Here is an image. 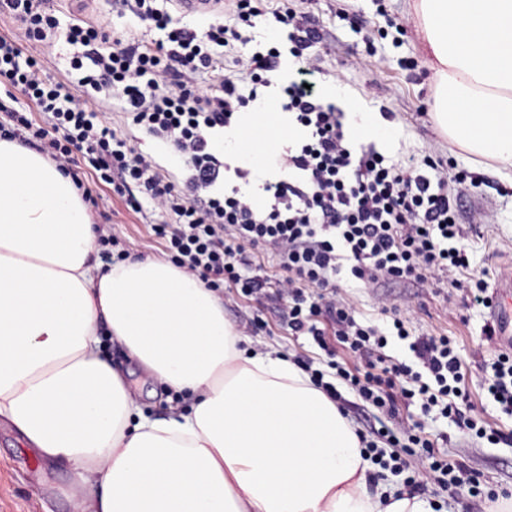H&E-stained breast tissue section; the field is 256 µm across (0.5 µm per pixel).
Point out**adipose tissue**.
I'll list each match as a JSON object with an SVG mask.
<instances>
[{
    "label": "adipose tissue",
    "instance_id": "adipose-tissue-1",
    "mask_svg": "<svg viewBox=\"0 0 512 512\" xmlns=\"http://www.w3.org/2000/svg\"><path fill=\"white\" fill-rule=\"evenodd\" d=\"M451 144L512 167V0H414ZM287 133L248 112L224 133ZM81 190L43 153L0 137V421L72 474L74 512H433L370 492V459L348 417L277 349L243 348L217 293L169 261L101 268ZM161 389L144 412L104 355L100 328Z\"/></svg>",
    "mask_w": 512,
    "mask_h": 512
}]
</instances>
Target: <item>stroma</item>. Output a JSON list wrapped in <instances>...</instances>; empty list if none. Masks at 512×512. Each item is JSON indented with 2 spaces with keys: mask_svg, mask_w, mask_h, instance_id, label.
Masks as SVG:
<instances>
[{
  "mask_svg": "<svg viewBox=\"0 0 512 512\" xmlns=\"http://www.w3.org/2000/svg\"><path fill=\"white\" fill-rule=\"evenodd\" d=\"M287 3L312 17L322 38V66L336 77V104L344 108L353 102L360 112L379 116V132L373 139L377 149L394 161L409 154L418 158L432 155L441 163L440 174L450 178L449 195H460L463 185H470L495 212V223L477 228L465 242L471 267L464 271V278H475L484 270L494 277L512 265V183L494 163L474 164L468 154L449 146L438 134L431 117L434 74L414 32L410 0ZM53 6L65 24L96 22L113 29L115 36L147 43L160 36L159 31L147 28L133 10L116 16L112 0H53ZM1 34L16 38L27 54L40 60L47 76L66 79L73 49L64 38L51 44L27 38L6 15L0 17ZM102 119L128 147L154 159L164 182H182L185 163L174 148L130 125L119 110L103 113ZM82 179L94 199L89 206L94 223L111 227L120 249L131 257L167 258L165 243L155 235L153 227L169 223V216L147 202L141 210L132 209L126 196L96 183L92 171H85ZM391 294L413 333L455 339L467 393L473 403H484V378L498 354L486 334L487 309L471 306L464 292L452 288L405 287L392 289ZM220 300L224 317L231 324L258 321V328L248 337V348L273 347L289 357L310 358L325 365L327 357L311 337L288 331L277 301L263 296L247 298L232 288L225 289ZM103 344L114 367L131 371L133 388L143 392L140 402L144 411L155 417L167 415V402L146 397L151 384L133 373L134 363L126 350L108 337ZM408 415L430 435L435 455L460 463L464 473L478 475L485 494L512 496V446L463 436L445 418L422 415L414 407ZM70 481L71 474L65 467H45L37 453L20 442L14 429L0 423V512H73L57 492L58 487Z\"/></svg>",
  "mask_w": 512,
  "mask_h": 512,
  "instance_id": "stroma-1",
  "label": "stroma"
}]
</instances>
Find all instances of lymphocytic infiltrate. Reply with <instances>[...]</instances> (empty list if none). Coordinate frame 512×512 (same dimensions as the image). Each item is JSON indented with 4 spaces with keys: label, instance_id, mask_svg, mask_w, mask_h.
<instances>
[{
    "label": "lymphocytic infiltrate",
    "instance_id": "1",
    "mask_svg": "<svg viewBox=\"0 0 512 512\" xmlns=\"http://www.w3.org/2000/svg\"><path fill=\"white\" fill-rule=\"evenodd\" d=\"M135 3L139 18L163 31L164 39L150 44L112 39L93 22L61 26L50 0H0V15L19 23L30 38L48 41L65 29L68 43L78 49L70 68L79 75L72 90L50 81L36 58L1 35L0 77L20 88L48 122L33 126L24 113L2 103L0 116L24 129L28 144L73 180H80L81 165H88L98 183L135 188L156 209L173 215L174 223L156 225L155 232L174 262L208 288H233L246 297L265 294L271 284L250 268L255 253L272 256L281 272L272 286L284 303L285 324L292 333L313 338L329 357L336 380L362 402L392 419L414 406L452 420L464 433L504 441L505 433L488 427L467 396L452 338L412 336L396 313L380 325L360 322L335 291L341 280L369 290L415 281L468 288L476 304H486L485 280L471 286L460 274L470 266L463 241L472 223H492V214L466 212L459 198L449 197L432 158L392 162L345 128L342 111L319 95L324 70L307 16L287 6L274 12L276 21L290 28L288 52L295 64L279 86L278 106L294 131L276 153L281 175L256 179L248 191L228 186L216 141L238 116L259 111L257 89L270 85L283 52L272 44L245 54L237 47L236 29L223 20L202 32L175 28L156 0ZM220 47L226 54L219 61ZM115 104L133 125L180 153L188 171L181 186L163 183L151 159L134 153L99 120V112ZM77 150L83 153L79 163L72 157ZM394 338L407 342L416 366L386 355ZM342 348L359 366L349 367L339 357ZM485 391L512 415V353L498 354ZM369 434L365 448L371 460L406 473L410 494L455 483L459 463L435 456L421 427L384 425ZM381 439L391 455L379 450ZM418 451L430 458L429 467L411 469L408 458Z\"/></svg>",
    "mask_w": 512,
    "mask_h": 512
}]
</instances>
